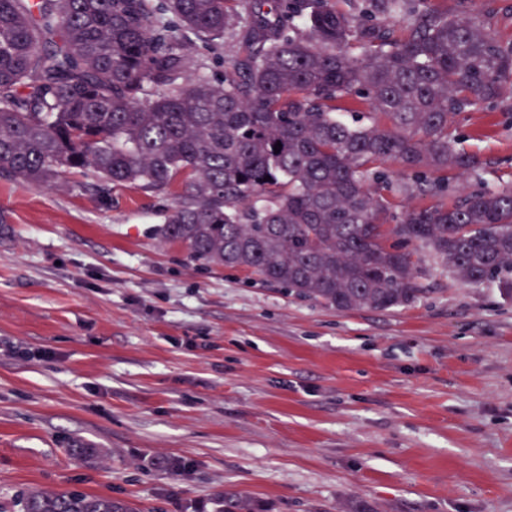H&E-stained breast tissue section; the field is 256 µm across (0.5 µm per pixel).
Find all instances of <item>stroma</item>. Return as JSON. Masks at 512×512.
<instances>
[{
    "label": "stroma",
    "mask_w": 512,
    "mask_h": 512,
    "mask_svg": "<svg viewBox=\"0 0 512 512\" xmlns=\"http://www.w3.org/2000/svg\"><path fill=\"white\" fill-rule=\"evenodd\" d=\"M489 12L512 0H427ZM512 185V95L459 112ZM0 175V512L78 491L133 512H512V300L425 258L416 302L339 312L150 233L175 197ZM177 460L181 469L161 463Z\"/></svg>",
    "instance_id": "35a3bbf8"
}]
</instances>
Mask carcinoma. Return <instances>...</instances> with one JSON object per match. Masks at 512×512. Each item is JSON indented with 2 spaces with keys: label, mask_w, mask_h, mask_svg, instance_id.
Instances as JSON below:
<instances>
[{
  "label": "carcinoma",
  "mask_w": 512,
  "mask_h": 512,
  "mask_svg": "<svg viewBox=\"0 0 512 512\" xmlns=\"http://www.w3.org/2000/svg\"><path fill=\"white\" fill-rule=\"evenodd\" d=\"M148 2L0 0V172L50 184L88 171L96 190L156 197L179 185L153 236L337 311L420 299L418 244L459 281L512 300V187L393 224L378 171L391 161L412 180L404 190L442 196L479 170L448 128L512 89V44L484 14L420 0ZM220 51L229 65L213 80L207 59ZM338 101L385 122L346 123ZM15 503L133 512L76 491Z\"/></svg>",
  "instance_id": "obj_1"
}]
</instances>
